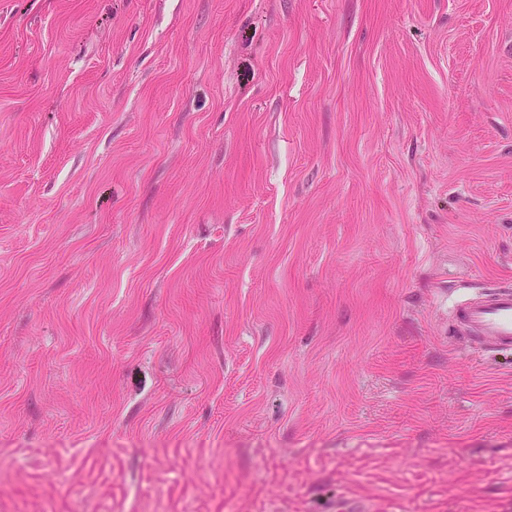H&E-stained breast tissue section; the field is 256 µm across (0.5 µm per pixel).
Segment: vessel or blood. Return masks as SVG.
I'll use <instances>...</instances> for the list:
<instances>
[{"label": "vessel or blood", "mask_w": 512, "mask_h": 512, "mask_svg": "<svg viewBox=\"0 0 512 512\" xmlns=\"http://www.w3.org/2000/svg\"><path fill=\"white\" fill-rule=\"evenodd\" d=\"M450 319L457 332L492 350H512V289L497 288L456 302Z\"/></svg>", "instance_id": "vessel-or-blood-1"}]
</instances>
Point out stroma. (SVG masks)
Wrapping results in <instances>:
<instances>
[{
    "instance_id": "35a3bbf8",
    "label": "stroma",
    "mask_w": 512,
    "mask_h": 512,
    "mask_svg": "<svg viewBox=\"0 0 512 512\" xmlns=\"http://www.w3.org/2000/svg\"><path fill=\"white\" fill-rule=\"evenodd\" d=\"M512 0H0V512H512ZM450 319L457 332L492 350H512V289L497 288L456 302Z\"/></svg>"
}]
</instances>
